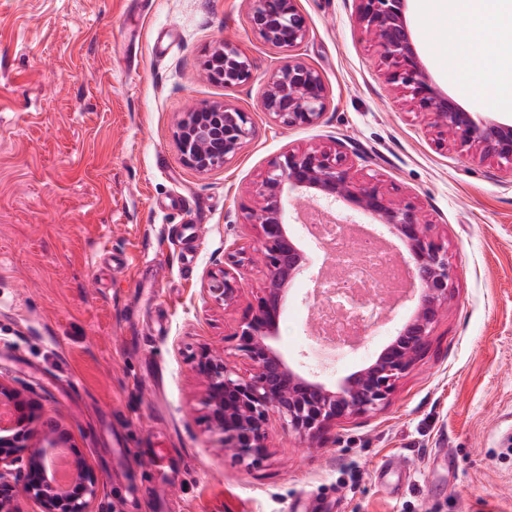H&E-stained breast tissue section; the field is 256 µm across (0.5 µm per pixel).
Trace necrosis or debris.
<instances>
[{"mask_svg": "<svg viewBox=\"0 0 512 512\" xmlns=\"http://www.w3.org/2000/svg\"><path fill=\"white\" fill-rule=\"evenodd\" d=\"M316 229L345 259L330 280L337 292L335 302L324 301L314 308L316 333L330 337L337 349L350 354L359 349L365 330L383 328L385 321L376 297L383 289L397 292L402 266L393 252L355 238L351 225L320 223Z\"/></svg>", "mask_w": 512, "mask_h": 512, "instance_id": "1", "label": "necrosis or debris"}]
</instances>
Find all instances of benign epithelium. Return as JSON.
Instances as JSON below:
<instances>
[{"instance_id": "7a95c632", "label": "benign epithelium", "mask_w": 512, "mask_h": 512, "mask_svg": "<svg viewBox=\"0 0 512 512\" xmlns=\"http://www.w3.org/2000/svg\"><path fill=\"white\" fill-rule=\"evenodd\" d=\"M299 0H251V24L263 41L290 49L309 36ZM357 21L378 47L387 64L388 79L408 97L417 114L431 120L439 132L480 158L493 159L512 170V123L484 117L463 108L432 80L417 52L407 19V0H358ZM204 71L213 81L234 87L252 79V62L228 43L210 53ZM328 105L322 75L296 60L284 62L264 80L261 106L283 126H313ZM253 130L247 113L229 102L203 103L181 113L174 137L184 162L207 173L236 158ZM257 207L244 220L257 228L256 254L266 268L265 286L257 307L233 333V350L251 364L241 374L225 355L201 348L192 370L205 390L203 418L236 461L253 465L267 454L268 421L272 414L290 434L314 446L338 421L380 410L398 375L413 364L448 304L453 270L447 251L431 234V224L411 203L391 200L374 183L359 180L346 153L310 147L288 150L262 174L256 185ZM295 199L333 206L344 202L373 216L386 231L400 238L407 252L400 254L423 284L414 316L405 322L362 369L330 385L314 372L295 368L275 343L288 284L306 276L311 262L288 227L286 205ZM206 297L225 305L240 291L227 268L210 274ZM0 512H12L15 465L24 490L42 512H89L97 494V480L79 454L68 491L59 493L46 472L51 449L68 444L58 427L33 426L34 412L23 392L0 381Z\"/></svg>"}]
</instances>
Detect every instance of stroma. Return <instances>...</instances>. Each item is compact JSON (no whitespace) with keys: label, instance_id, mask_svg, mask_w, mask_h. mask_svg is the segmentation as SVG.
Segmentation results:
<instances>
[{"label":"stroma","instance_id":"stroma-1","mask_svg":"<svg viewBox=\"0 0 512 512\" xmlns=\"http://www.w3.org/2000/svg\"><path fill=\"white\" fill-rule=\"evenodd\" d=\"M308 39L285 50L253 30L248 0H0V380L70 436L93 471L90 512H512V170L460 150L387 79L354 21L357 0H299ZM439 88L501 121L512 105L465 89L482 58L466 12L408 0ZM229 42L254 65L233 88L203 69ZM329 92L317 125L274 124L262 81L288 57ZM228 101L253 136L200 174L174 138L181 112ZM310 146L346 152L357 178L410 202L448 250V306L381 410L310 448L268 423L269 454L238 463L203 420L199 347L228 350L256 306L261 263L238 300L205 299L211 271L252 253L254 186ZM312 304L293 285L277 346L307 352Z\"/></svg>","mask_w":512,"mask_h":512}]
</instances>
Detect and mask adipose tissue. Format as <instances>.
<instances>
[{"label":"adipose tissue","mask_w":512,"mask_h":512,"mask_svg":"<svg viewBox=\"0 0 512 512\" xmlns=\"http://www.w3.org/2000/svg\"><path fill=\"white\" fill-rule=\"evenodd\" d=\"M479 9L468 15L471 31L484 36V54L480 68L470 69L467 84L488 94L512 100V61H504L495 49L499 33H512V8H498V0H480Z\"/></svg>","instance_id":"adipose-tissue-1"}]
</instances>
